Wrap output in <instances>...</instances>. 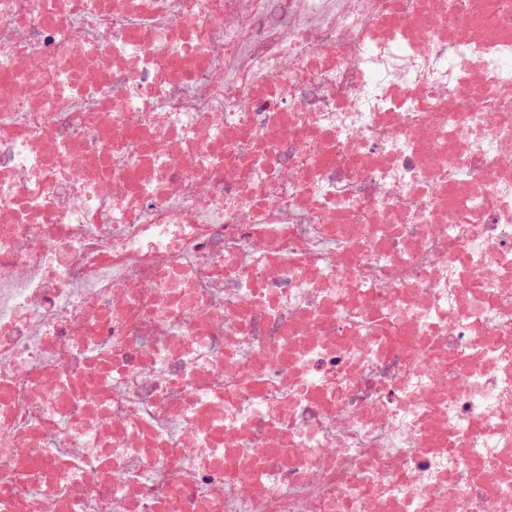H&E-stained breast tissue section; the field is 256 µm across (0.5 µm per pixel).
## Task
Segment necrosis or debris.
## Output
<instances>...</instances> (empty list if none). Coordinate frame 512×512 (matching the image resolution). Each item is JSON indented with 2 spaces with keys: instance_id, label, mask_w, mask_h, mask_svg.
Returning <instances> with one entry per match:
<instances>
[{
  "instance_id": "1",
  "label": "necrosis or debris",
  "mask_w": 512,
  "mask_h": 512,
  "mask_svg": "<svg viewBox=\"0 0 512 512\" xmlns=\"http://www.w3.org/2000/svg\"><path fill=\"white\" fill-rule=\"evenodd\" d=\"M0 512H512V0H0Z\"/></svg>"
}]
</instances>
